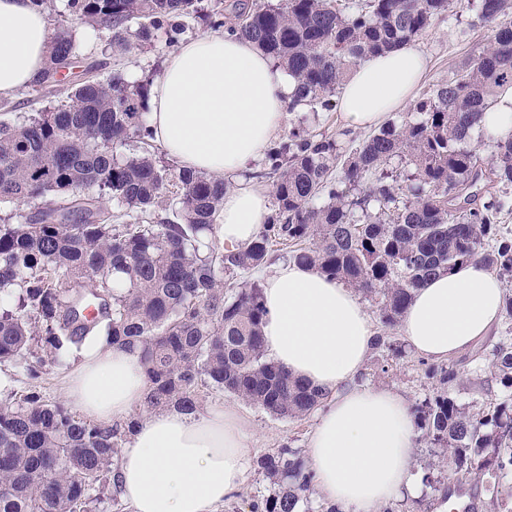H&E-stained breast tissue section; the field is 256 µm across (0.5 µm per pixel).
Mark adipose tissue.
Segmentation results:
<instances>
[{
  "instance_id": "obj_1",
  "label": "adipose tissue",
  "mask_w": 512,
  "mask_h": 512,
  "mask_svg": "<svg viewBox=\"0 0 512 512\" xmlns=\"http://www.w3.org/2000/svg\"><path fill=\"white\" fill-rule=\"evenodd\" d=\"M51 31L32 0H0V97L28 87L45 66ZM417 44L362 60L340 96L346 127L381 124L421 80ZM295 79L241 36L207 34L173 51L150 90L146 120L160 149L180 167L232 178L213 233L247 246L269 214L265 185L249 177L282 127ZM265 348L293 377L327 392L306 442L314 489L341 512H379L415 495L417 432L410 406L391 387L360 385L377 330L354 290L319 270L276 263L262 284ZM505 286L471 261L429 279L402 317L409 349L434 362L489 338ZM65 395L90 422L111 425L143 406L147 383L137 355L95 341L66 375ZM254 435L231 404L197 414L154 410L122 453L119 486L133 512H221L248 480Z\"/></svg>"
}]
</instances>
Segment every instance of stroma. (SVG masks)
<instances>
[{
    "instance_id": "stroma-1",
    "label": "stroma",
    "mask_w": 512,
    "mask_h": 512,
    "mask_svg": "<svg viewBox=\"0 0 512 512\" xmlns=\"http://www.w3.org/2000/svg\"><path fill=\"white\" fill-rule=\"evenodd\" d=\"M488 35L487 26L475 21L469 0H453L447 17L435 21L418 39L427 58V70L413 93L414 98L431 93L438 83L455 77L483 49ZM75 36L79 63L74 74L67 76L64 84L49 92L36 93L27 88L13 97L0 98V119L31 115L59 105L65 101L73 84L78 83L80 76L88 70L104 80L118 73L131 84L157 77L170 52L167 34L162 29L155 32L150 45L120 57L113 55L110 48V30L85 24L76 29ZM305 116V111L301 109L286 111L280 139H287L290 130L305 123ZM308 126L312 133L337 136L347 145L365 136L364 131L344 129L342 115L338 112L320 113L318 119ZM484 348V343L480 342L449 359L459 372V380L451 394L474 412L499 401L506 394L481 358ZM73 362V356H63L58 364L48 367L37 378L12 365H1L0 380L15 390L35 392L60 402L64 399L63 379ZM362 383L370 387H393L414 405L440 388L438 380L427 375L420 356L409 350L396 356L384 348L372 351ZM242 409L255 433V452L259 455L286 445L305 448L307 435L315 424L311 416L301 420L277 419L247 403L243 404ZM413 469L424 477L425 482L421 484L416 497L392 504V512H435L440 488L457 481L465 482L470 488L475 512H512V473L501 478L502 494L498 503L494 504L477 475L456 473L451 460H436L432 449L425 444H418L415 450Z\"/></svg>"
}]
</instances>
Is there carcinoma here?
Here are the masks:
<instances>
[{
	"mask_svg": "<svg viewBox=\"0 0 512 512\" xmlns=\"http://www.w3.org/2000/svg\"><path fill=\"white\" fill-rule=\"evenodd\" d=\"M451 0H252L235 9L228 32L253 40L297 81L292 110L331 112L352 66L421 36ZM69 24L52 34L47 64L33 82L45 91L72 69L73 28L90 22L112 31L118 55L151 43L169 24L168 44L192 16L220 27L223 0H66ZM490 27L474 62L412 113L389 119L356 147L292 130L272 147L266 168L274 209L244 249L204 238L226 184L174 170L151 154L119 155L136 139L149 145L148 87L120 76L85 80L52 111L0 120V204L45 203L23 222L0 223V365L37 377L62 353L92 337L138 353L149 385L148 408H197L210 384L277 419L311 415L328 399L268 358L266 310L256 282L224 278L264 266L273 243L377 300L394 331L414 292L439 271L473 259L512 284V234L498 219L507 202L489 183L512 186V135L495 141L491 161L477 157L478 121L512 88V24L497 19L508 0H475ZM99 190L98 196L85 191ZM118 211L104 207L102 198ZM158 209L172 216L155 219ZM124 274L112 287V273ZM489 366L512 388V338L487 351ZM420 440L451 458L455 470L512 471V399L472 413L440 391L416 405ZM88 423L63 404L10 390L0 399V512H89L112 481L126 431ZM258 472L283 479L278 492L247 503L248 512H301L313 473L286 446L256 460Z\"/></svg>",
	"mask_w": 512,
	"mask_h": 512,
	"instance_id": "cac0c4a2",
	"label": "carcinoma"
}]
</instances>
